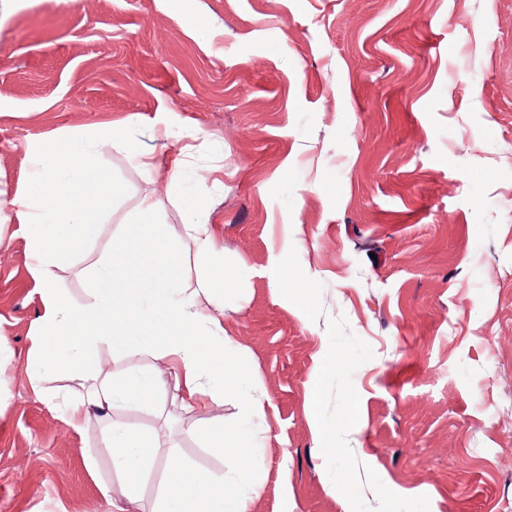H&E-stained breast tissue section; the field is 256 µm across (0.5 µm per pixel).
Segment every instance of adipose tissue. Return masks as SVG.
I'll return each instance as SVG.
<instances>
[{
	"mask_svg": "<svg viewBox=\"0 0 512 512\" xmlns=\"http://www.w3.org/2000/svg\"><path fill=\"white\" fill-rule=\"evenodd\" d=\"M31 163V189L17 205L33 226L36 272L46 308L43 345L32 362L34 374L51 371L80 378L96 369L99 346H109L116 354L138 346L176 362L185 407L231 395L242 420L263 415V400L239 390L246 380L260 386V377L246 375L237 359L225 353L227 339L218 317L203 313L194 303L201 291L222 296L223 266H213L187 284L171 250L159 240L155 206L146 201L125 239L114 243L108 262L98 269L95 302L72 308L61 295L55 270L96 236L95 216L121 187L91 162L87 146L76 140L44 148ZM164 387V380L155 375L110 377L89 402L65 407L74 419L92 410L106 418L105 445L112 453V469L132 496L147 477L155 445L149 435L113 419L112 410L119 404L153 403ZM206 440L216 454L231 452L247 464L261 452L255 437L237 427L215 426ZM173 470L179 483L164 492L160 512H248L245 496L226 500L223 479L181 463Z\"/></svg>",
	"mask_w": 512,
	"mask_h": 512,
	"instance_id": "ef3b65f1",
	"label": "adipose tissue"
}]
</instances>
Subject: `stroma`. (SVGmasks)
Listing matches in <instances>:
<instances>
[{
	"label": "stroma",
	"mask_w": 512,
	"mask_h": 512,
	"mask_svg": "<svg viewBox=\"0 0 512 512\" xmlns=\"http://www.w3.org/2000/svg\"><path fill=\"white\" fill-rule=\"evenodd\" d=\"M71 138L123 192L56 268L64 300L94 302L146 197L181 271L206 270L184 230L200 201L224 334L262 378L255 467L206 446L234 400L184 407L149 350L33 378L45 305L13 201L31 153ZM0 361L11 512H155L172 452L249 489L250 512H512V0H0ZM106 373L165 381L112 410L156 445L132 502L105 421L58 407Z\"/></svg>",
	"instance_id": "35a3bbf8"
}]
</instances>
